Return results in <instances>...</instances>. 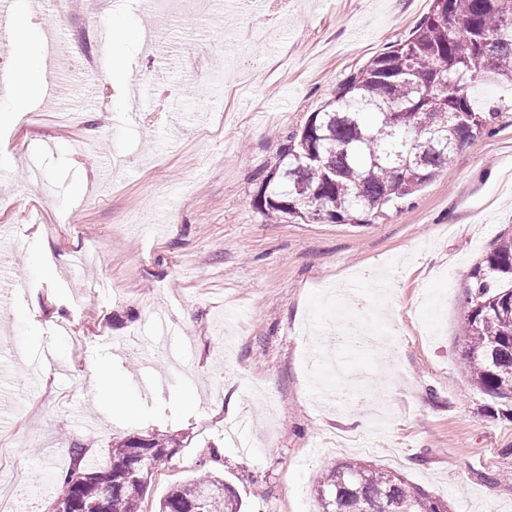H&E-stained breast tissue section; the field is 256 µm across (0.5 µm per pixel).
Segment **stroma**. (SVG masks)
I'll return each mask as SVG.
<instances>
[{"mask_svg": "<svg viewBox=\"0 0 512 512\" xmlns=\"http://www.w3.org/2000/svg\"><path fill=\"white\" fill-rule=\"evenodd\" d=\"M430 5L180 0L162 14L111 0L107 54L124 75L84 98L77 56L46 36L78 40L86 10L62 20L12 0L38 62L17 103L0 46V272L20 293L0 306V512H50L45 474L68 468L73 444L103 470L132 435L178 444L143 512L202 470L242 512H317L320 470L349 460L451 512H512V403L469 383L459 339L469 274L512 226V108L375 223L267 221L252 206L283 135ZM79 98L80 121H62ZM158 311L186 350L173 366L157 346L147 373ZM94 366L134 415L91 389Z\"/></svg>", "mask_w": 512, "mask_h": 512, "instance_id": "stroma-1", "label": "stroma"}]
</instances>
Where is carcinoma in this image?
Returning a JSON list of instances; mask_svg holds the SVG:
<instances>
[{
	"mask_svg": "<svg viewBox=\"0 0 512 512\" xmlns=\"http://www.w3.org/2000/svg\"><path fill=\"white\" fill-rule=\"evenodd\" d=\"M512 0H431L405 39L394 41L336 88L303 129L285 137L278 168L268 172L252 206L270 220L371 224L483 137L499 117L479 108L473 84L494 82L512 96ZM436 130L447 143L426 145ZM512 229L476 264L464 289L461 361L489 396L512 400ZM175 441L130 436L112 445L107 469L85 463L73 445L70 467L51 473L52 509L93 507L141 512L142 476L173 456ZM318 512H369L398 504L439 512V499L389 471L361 462L326 467L317 483ZM238 496L207 472L171 488L158 512H240Z\"/></svg>",
	"mask_w": 512,
	"mask_h": 512,
	"instance_id": "cac0c4a2",
	"label": "carcinoma"
}]
</instances>
